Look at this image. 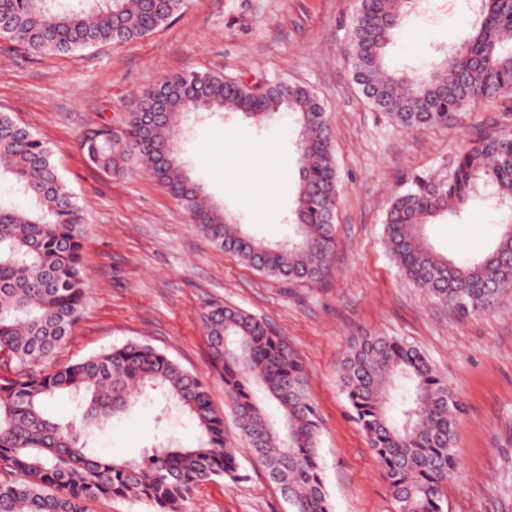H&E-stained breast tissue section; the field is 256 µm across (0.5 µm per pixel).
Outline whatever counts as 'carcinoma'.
<instances>
[{
	"label": "carcinoma",
	"instance_id": "cac0c4a2",
	"mask_svg": "<svg viewBox=\"0 0 512 512\" xmlns=\"http://www.w3.org/2000/svg\"><path fill=\"white\" fill-rule=\"evenodd\" d=\"M0 0V24L17 48L65 55L99 44H127L161 26L184 0ZM411 0H360L350 62L365 97L404 128L448 123L458 107L512 89V0H482L473 33L423 78L388 70L386 48ZM178 73L143 93L122 133L88 131L81 148L119 170L146 166L215 247L288 283H315L330 271L333 216L340 192L332 137L313 93L285 80L252 84ZM243 114L260 123L289 115L298 127L299 182L291 233L270 242L251 235L214 203L178 159L176 128L190 115ZM32 207L0 203V512H87L99 497L135 498L155 512H183L191 491L237 478L236 451L200 378L144 344H126L48 372L36 370L68 338L88 291L81 277L84 217L51 150L0 113V179ZM483 198L512 210V137L484 134L458 156L448 184L396 195L386 211L384 243L399 271L428 296L465 316L490 311L512 293V234L461 261L428 243L425 225L455 216ZM208 348L239 419L240 438L268 469L293 512H330L318 454L319 420L307 373L288 343L261 319L230 306L202 315ZM342 391L370 438L394 512H442V492L458 468L457 395L414 346L367 333L340 363ZM187 414L196 445L162 440L132 459H114L89 443L90 431L120 418L146 390ZM276 403L269 414L258 393ZM68 395L79 420L55 421L47 401Z\"/></svg>",
	"mask_w": 512,
	"mask_h": 512
}]
</instances>
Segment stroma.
Returning a JSON list of instances; mask_svg holds the SVG:
<instances>
[{
	"label": "stroma",
	"instance_id": "stroma-1",
	"mask_svg": "<svg viewBox=\"0 0 512 512\" xmlns=\"http://www.w3.org/2000/svg\"><path fill=\"white\" fill-rule=\"evenodd\" d=\"M358 0H185L181 12L137 42L68 55H23L0 39V112L53 151L58 172L87 225L82 278L90 292L68 340L42 370L129 343H145L206 381L224 412V434L239 435L224 381L201 323L209 306L266 320L295 350L320 419L319 455L331 512H394L369 438L339 384L349 343L366 333L418 348L462 403L455 428L458 470L443 512H512V297L493 311L459 316L415 288L383 242L391 200L420 180L441 184L481 133L512 136V92L458 108L448 124L406 130L361 93L349 61ZM473 14L468 0H422L389 46V70H428L436 49L457 42ZM212 73L248 82L284 79L310 88L326 109L340 194L332 271L315 285H291L244 265L197 231L182 206L140 164L111 173L80 148L90 128L122 130L141 94L172 74ZM289 116L258 123L215 115L183 129L180 159L212 200L257 236L281 239L299 165ZM275 191L257 215L248 196ZM501 211L473 201L461 217L428 225L429 243L456 258L489 248ZM195 443L196 432L157 393L145 395L92 446L137 456L158 437ZM239 477L194 489L185 512H289L265 466L237 453Z\"/></svg>",
	"mask_w": 512,
	"mask_h": 512
}]
</instances>
